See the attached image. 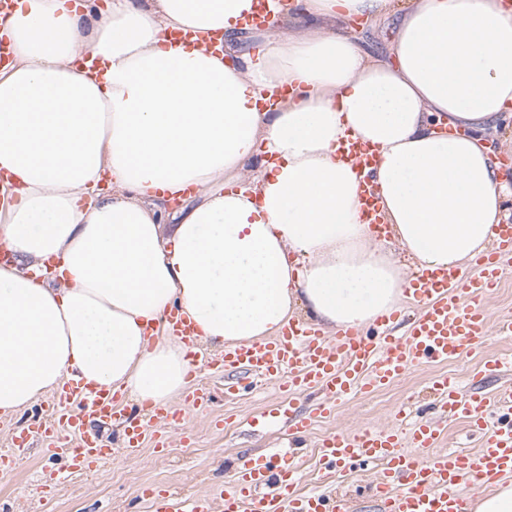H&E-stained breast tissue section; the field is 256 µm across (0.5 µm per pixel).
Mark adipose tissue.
Masks as SVG:
<instances>
[{
	"instance_id": "ef3b65f1",
	"label": "adipose tissue",
	"mask_w": 512,
	"mask_h": 512,
	"mask_svg": "<svg viewBox=\"0 0 512 512\" xmlns=\"http://www.w3.org/2000/svg\"><path fill=\"white\" fill-rule=\"evenodd\" d=\"M18 0L0 12V413L75 383L167 406L200 341L361 328L506 218L512 0ZM394 20L389 57L354 23ZM175 31L190 44H175ZM377 154L386 237L347 139ZM363 179L365 186L361 184V187L363 189L362 210L365 219L369 222V224H371L372 229H374L378 234H382L386 232L387 227L385 224L382 223L381 218L379 216L380 204L378 197L373 189V185L371 184V171H367Z\"/></svg>"
}]
</instances>
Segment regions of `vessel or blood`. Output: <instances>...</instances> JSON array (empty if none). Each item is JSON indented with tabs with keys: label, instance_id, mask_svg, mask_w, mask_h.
Returning <instances> with one entry per match:
<instances>
[{
	"label": "vessel or blood",
	"instance_id": "1",
	"mask_svg": "<svg viewBox=\"0 0 512 512\" xmlns=\"http://www.w3.org/2000/svg\"><path fill=\"white\" fill-rule=\"evenodd\" d=\"M356 169L374 165L376 155L360 142H350L341 154ZM362 210L377 233H384L380 204L372 184L362 191ZM496 246L474 262L473 274L456 269L426 273L411 280L406 293L422 306L407 336H367L341 328L328 343L319 328L289 324L281 334L261 344L224 351L225 367L242 369L277 381L289 397L319 389L325 394L312 416L281 405L279 419L291 432L306 431L312 419L334 412V400L359 391L371 393L394 382L413 365L443 364L468 355L485 338L488 317L484 301L503 280L504 259H512V222L497 225ZM478 378H496L488 391H461L448 377L433 379L444 416L460 420L480 436L476 454L435 451L441 427L428 419L409 428L361 429L336 432L325 438L319 457L326 469L360 458L380 464L382 476L374 486L380 512H467L464 486L487 488L512 475V361L497 359L482 366ZM49 404L54 418L37 431L14 436L0 454L8 469L30 448L32 435L57 438L67 432L77 440L69 452L72 471L82 472L112 455L101 430L112 424L124 428V451L137 455L146 438L155 448L164 442L158 426L180 427L183 414L148 408L145 414L121 410L118 395L94 388L68 387ZM300 460L290 457L281 469L251 464L212 497L187 498L168 489H145L151 512H349L345 496L323 491L297 493Z\"/></svg>",
	"mask_w": 512,
	"mask_h": 512
}]
</instances>
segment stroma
I'll list each match as a JSON object with an SVG mask.
<instances>
[{
    "instance_id": "35a3bbf8",
    "label": "stroma",
    "mask_w": 512,
    "mask_h": 512,
    "mask_svg": "<svg viewBox=\"0 0 512 512\" xmlns=\"http://www.w3.org/2000/svg\"><path fill=\"white\" fill-rule=\"evenodd\" d=\"M498 356L512 357V337L492 336L468 357L439 368L419 365L384 389L338 400L335 414L311 423L296 443L302 459L300 491L334 486L362 512L370 505L368 485L374 467L347 465L325 473L315 464L321 439L336 431L391 428L398 410L433 407L431 379L437 372L447 373L466 389L477 364ZM228 377L223 364L202 368L197 381L211 389L215 399L204 411L187 407L184 400L174 401V408L184 413V422L182 429L168 430L165 451H155L148 441L137 456H124L117 449V432L109 427L103 436L113 449L111 458L89 473L71 475L67 450L74 446V439L60 438L54 451L46 450L44 442H34L18 465L0 470V512H150L142 495L149 485L187 495L216 494L243 465L271 459L288 445L279 432L264 425L265 412L283 399L277 383L242 374L238 377L242 389L228 397L224 394ZM218 420L223 423L219 429L214 426Z\"/></svg>"
}]
</instances>
